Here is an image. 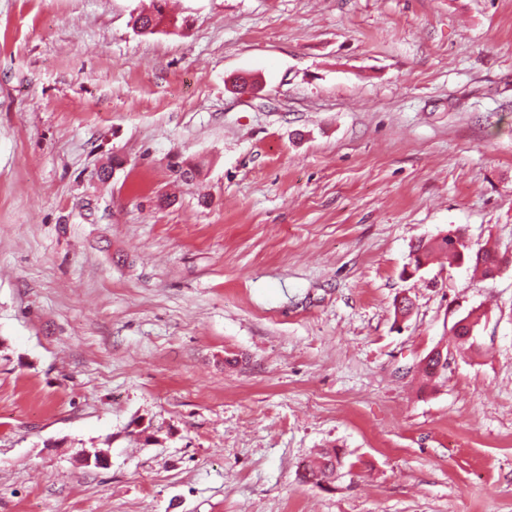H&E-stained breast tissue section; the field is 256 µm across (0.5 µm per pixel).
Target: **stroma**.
<instances>
[{
  "label": "stroma",
  "instance_id": "1",
  "mask_svg": "<svg viewBox=\"0 0 512 512\" xmlns=\"http://www.w3.org/2000/svg\"><path fill=\"white\" fill-rule=\"evenodd\" d=\"M147 2L0 0V512H512V0ZM153 10L150 13H140L135 18L134 24L139 25L142 33H153L160 27L176 24L165 11V0H153ZM461 247L462 252L455 250L448 235L441 239L437 237L434 240L421 242L413 253L414 270L419 271L426 266L436 254H448V257L471 264L473 269L480 270L484 277H494V271L502 263V259L495 249L488 247L487 244L476 247L461 245ZM342 466L340 451L336 448H322V451L307 461L300 477L305 483L323 486L336 479V473Z\"/></svg>",
  "mask_w": 512,
  "mask_h": 512
}]
</instances>
